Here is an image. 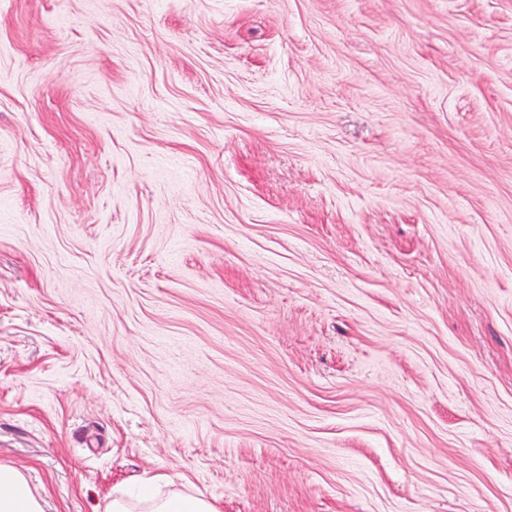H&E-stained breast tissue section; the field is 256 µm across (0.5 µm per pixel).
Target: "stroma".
Listing matches in <instances>:
<instances>
[{"label": "stroma", "instance_id": "stroma-1", "mask_svg": "<svg viewBox=\"0 0 512 512\" xmlns=\"http://www.w3.org/2000/svg\"><path fill=\"white\" fill-rule=\"evenodd\" d=\"M0 463L512 512V0H0Z\"/></svg>", "mask_w": 512, "mask_h": 512}]
</instances>
